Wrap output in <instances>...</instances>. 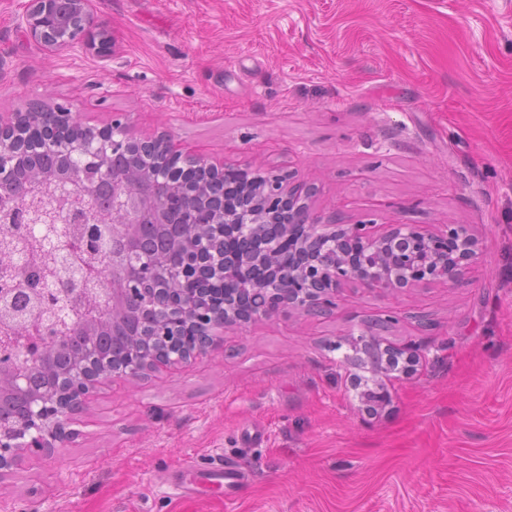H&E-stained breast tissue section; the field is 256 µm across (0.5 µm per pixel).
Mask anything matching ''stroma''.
<instances>
[{"instance_id": "obj_1", "label": "stroma", "mask_w": 512, "mask_h": 512, "mask_svg": "<svg viewBox=\"0 0 512 512\" xmlns=\"http://www.w3.org/2000/svg\"><path fill=\"white\" fill-rule=\"evenodd\" d=\"M0 0V114L34 97L129 114L214 162L294 174L344 223L461 224L452 287L352 283L338 308L224 330L216 350L115 376L0 512H512V0H93L112 55L52 53ZM425 355L389 405L345 389L336 340ZM238 459L233 495L190 471Z\"/></svg>"}]
</instances>
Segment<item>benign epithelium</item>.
<instances>
[{
    "label": "benign epithelium",
    "mask_w": 512,
    "mask_h": 512,
    "mask_svg": "<svg viewBox=\"0 0 512 512\" xmlns=\"http://www.w3.org/2000/svg\"><path fill=\"white\" fill-rule=\"evenodd\" d=\"M60 0H27L19 16L27 35L50 52L84 51L107 59L112 56V38L102 26L91 24L92 0H73L71 13L59 10ZM78 125L77 115L60 104L51 106L44 98L29 103L27 111L9 120L0 117V166L11 167L33 152H53L71 161L67 174L35 170L30 182L38 189L65 184H82L85 175L77 158H94L102 164L99 178L110 183L112 197L136 206L132 213L112 210V303L107 313H96L88 320L94 326L83 329L87 342L72 359L68 373L50 392L29 397L23 416L0 418V479L18 469L28 455L46 460L55 458L56 449L76 432L68 425L98 385L114 376L137 378L144 371L160 366L189 363L196 355L217 345V330L270 318L284 311L310 316L332 312L339 306L343 288L353 281L369 289L401 291L420 284L452 285L472 268L477 255L476 239L461 224H342L326 220L309 203L313 190L292 181L291 174L254 169L250 165L218 167L200 155L175 149L164 134L130 133V115L122 114L102 127H84L86 135L73 138L69 128ZM204 180L194 183L196 192L210 200L207 223L196 224L195 232L175 246L178 256L162 253L148 257L140 250L142 231L165 223L164 209L181 202L189 169ZM233 169L249 176L247 187L256 192L251 207L256 209L255 228L276 222L288 211L280 231L299 250L304 262L288 271L285 279H273L269 271L254 278V288L269 287L268 304L261 309L238 312L226 301L224 288L231 273L224 270L225 235L232 225L224 224V198L219 187L224 171ZM31 224L54 226L65 220L53 211L31 208ZM98 222L89 216L82 231L55 236V246L65 254L87 248L95 238ZM350 243L360 247L371 262L356 267L343 252L332 261L317 256L325 242ZM21 287L34 291L40 311L55 310L63 290L45 286L44 281H22ZM139 304L136 347L123 362L112 360L102 348L99 336L107 325L124 323L132 313L126 301ZM395 322L386 314L359 334H348L344 344L352 351L348 364L365 368L370 361L363 352L373 339L385 355L384 363L371 367L378 378L391 375L389 358L418 361L420 355L409 347L395 348L380 335L379 329ZM62 348L56 336H46L41 317L31 315L14 334H0V401L8 389L23 387L24 370L14 368L21 353L37 361L48 360Z\"/></svg>",
    "instance_id": "benign-epithelium-1"
}]
</instances>
